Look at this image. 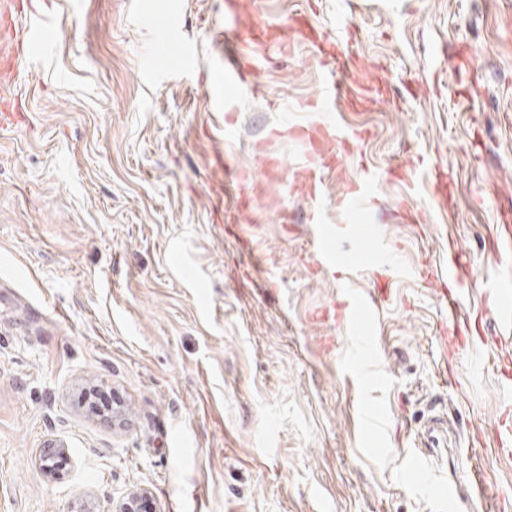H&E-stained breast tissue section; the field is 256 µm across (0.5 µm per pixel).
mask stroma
Here are the masks:
<instances>
[{
	"instance_id": "stroma-1",
	"label": "stroma",
	"mask_w": 512,
	"mask_h": 512,
	"mask_svg": "<svg viewBox=\"0 0 512 512\" xmlns=\"http://www.w3.org/2000/svg\"><path fill=\"white\" fill-rule=\"evenodd\" d=\"M344 2L0 0V512H112L139 488L153 512H443L404 471L465 481L475 445L512 486L499 375L442 338L451 301L416 274L459 249L460 312L498 335L479 285L511 274L512 13L356 0L346 41ZM242 11L279 37L237 41ZM302 14L384 103L307 109L325 68L290 37ZM228 58L252 86L223 85ZM317 123L364 136L318 161L313 197L289 129ZM436 414L449 447L425 443Z\"/></svg>"
}]
</instances>
